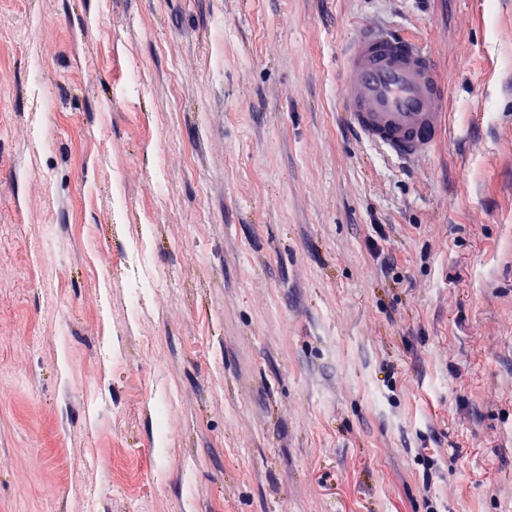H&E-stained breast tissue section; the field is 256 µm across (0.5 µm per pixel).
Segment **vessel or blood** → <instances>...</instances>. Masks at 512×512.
<instances>
[{
	"label": "vessel or blood",
	"instance_id": "1",
	"mask_svg": "<svg viewBox=\"0 0 512 512\" xmlns=\"http://www.w3.org/2000/svg\"><path fill=\"white\" fill-rule=\"evenodd\" d=\"M342 68V109L361 138L406 163L433 153L446 128L448 78L418 39L363 27Z\"/></svg>",
	"mask_w": 512,
	"mask_h": 512
}]
</instances>
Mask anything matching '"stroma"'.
Wrapping results in <instances>:
<instances>
[{"label": "stroma", "mask_w": 512, "mask_h": 512, "mask_svg": "<svg viewBox=\"0 0 512 512\" xmlns=\"http://www.w3.org/2000/svg\"><path fill=\"white\" fill-rule=\"evenodd\" d=\"M0 72V512H512V0H0ZM342 109L361 138L405 163L428 158L446 128L448 78L421 42L361 28L343 58Z\"/></svg>", "instance_id": "1"}]
</instances>
